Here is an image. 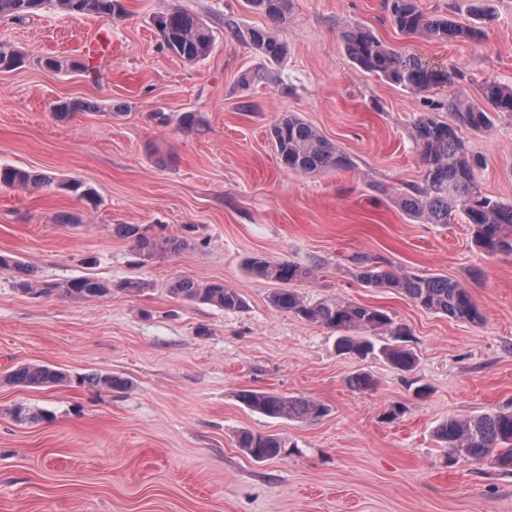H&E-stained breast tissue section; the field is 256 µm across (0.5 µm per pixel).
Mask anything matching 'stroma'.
Segmentation results:
<instances>
[{
	"instance_id": "1",
	"label": "stroma",
	"mask_w": 512,
	"mask_h": 512,
	"mask_svg": "<svg viewBox=\"0 0 512 512\" xmlns=\"http://www.w3.org/2000/svg\"><path fill=\"white\" fill-rule=\"evenodd\" d=\"M123 5L108 21L50 6L0 18V41L25 55L0 70V165L81 181L99 199L93 209L54 188L0 187V253L33 266L43 283L93 276L112 285L109 296L76 301L22 291L0 268V377L27 362L68 376L45 390L0 381V512H512V474L449 464L434 434L451 417L512 409V252L487 254L461 219L430 224L394 200L422 179L411 137L421 113L445 115L448 97L477 98L488 82L512 86V0H491L478 44L403 37L383 0H292L283 23L247 0ZM174 8L212 27L204 60L188 63L164 47L153 19ZM358 24L460 69L462 79L414 93L360 71L342 40ZM236 28L273 32L287 55L268 62L233 36ZM100 29L112 53L91 76L73 64ZM46 56L66 68H45ZM63 100L94 107L60 116ZM187 112L198 128L180 127ZM286 112L316 127L353 168H282L269 127ZM459 135L486 161L484 192L512 203V115ZM64 214L76 223H61ZM118 224L187 244L143 261L115 234ZM358 254L459 281L483 322L360 283ZM252 256L319 263L315 278L293 285L305 301L388 311L410 330L413 370L339 353L333 330L274 307L277 285L247 271ZM181 278L224 283L246 307L176 298L169 284ZM130 281L142 291H126ZM362 371L374 386L351 389ZM96 372L129 385L83 384ZM244 390L312 399L329 412L270 418L241 402ZM395 404L404 413L391 421ZM19 406L48 418L18 422ZM245 431L277 435L285 453L252 459L238 446Z\"/></svg>"
}]
</instances>
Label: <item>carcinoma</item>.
Returning <instances> with one entry per match:
<instances>
[{"label":"carcinoma","instance_id":"1","mask_svg":"<svg viewBox=\"0 0 512 512\" xmlns=\"http://www.w3.org/2000/svg\"><path fill=\"white\" fill-rule=\"evenodd\" d=\"M47 0H0V15L13 17L39 9ZM54 7L71 15H94L104 20L124 11L122 0H53ZM275 21L288 18L291 0H247ZM391 25L402 36L428 40H462L479 43L485 38L480 21L487 16L485 0H468L472 24L459 25L450 18L426 13L416 0H384ZM155 27L170 52L187 61L196 62L212 50L215 35L202 19L175 9L158 16ZM236 38L248 43L270 62L279 61L287 51L286 45L274 35L262 30H233ZM345 49L352 62L361 70L413 92H423L451 80L447 72L420 57L396 51L378 40L366 27L356 26L344 34ZM23 62L21 52L13 45L0 42V69H10ZM481 101L458 96L448 98V119L441 120L428 113L415 119L411 137L419 149L424 171L421 183L399 192L395 199L408 215L423 218L430 224H447L460 214L470 224L472 239L488 254L512 251V203H506L483 192L477 173L483 158L461 139L458 129L469 127L488 130L492 114L512 113V86L496 82L480 89ZM270 139L280 165L292 173L314 174L351 167L350 158L326 139L298 114L288 112L277 118L270 127ZM0 186L51 189L56 187L71 193L88 204H97L95 191L84 183L59 181L56 177L37 171L0 166ZM117 233L133 241L136 252L144 258L162 253H174L186 245L176 235L154 237L137 224H121ZM356 279L374 288H389L405 294L421 308L452 319L479 322L482 313L470 292L458 281L442 276L396 274L377 258H356ZM0 268L18 274L25 290L50 292L57 288L77 300H93L112 293V286L93 276L73 278L62 285L42 284L33 271L18 257L0 253ZM248 269L265 280L281 283L283 287L271 296V302L282 311L297 314L313 323L338 333L336 348L343 353L365 357L379 352L400 370L412 369L415 357L399 345L375 347L372 337L386 334L407 335L385 310L325 298L314 303L303 300L286 284L310 280L317 266H302L287 261H271L254 257ZM169 291L177 298L210 304L225 310L243 307L240 295L221 283H199L177 279ZM67 374L48 364L25 363L11 370L3 381L14 387L29 389L51 388L64 383ZM89 385L112 390L127 382L112 374L95 373L87 378ZM240 400L250 410L272 418L317 419L325 415L324 405L310 399L284 397L276 392L244 390ZM436 437L448 449L451 461L464 459L480 464L491 459L493 465L512 472V411L492 409L471 418L452 417L436 430ZM239 447L254 460L266 461L282 452V441L273 435L243 432Z\"/></svg>","mask_w":512,"mask_h":512}]
</instances>
